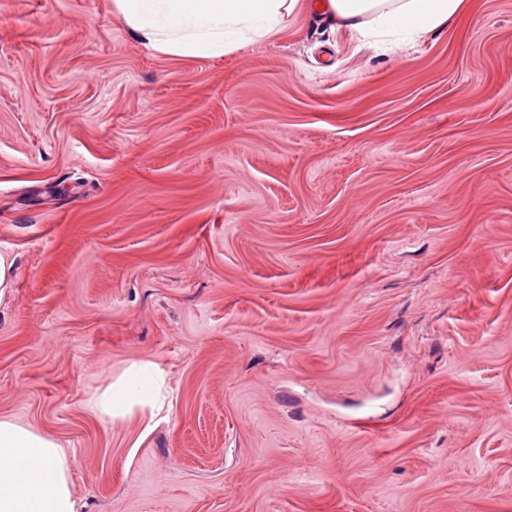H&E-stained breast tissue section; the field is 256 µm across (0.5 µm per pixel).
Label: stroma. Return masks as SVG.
I'll use <instances>...</instances> for the list:
<instances>
[{
	"label": "stroma",
	"instance_id": "obj_1",
	"mask_svg": "<svg viewBox=\"0 0 512 512\" xmlns=\"http://www.w3.org/2000/svg\"><path fill=\"white\" fill-rule=\"evenodd\" d=\"M0 417L79 512H512V0L221 58L0 0ZM171 387L113 421L131 364ZM15 281V259L5 252H0V306L8 299Z\"/></svg>",
	"mask_w": 512,
	"mask_h": 512
}]
</instances>
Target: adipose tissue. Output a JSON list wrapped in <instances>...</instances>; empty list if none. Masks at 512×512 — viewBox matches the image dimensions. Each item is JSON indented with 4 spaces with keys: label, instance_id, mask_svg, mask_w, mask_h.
<instances>
[{
    "label": "adipose tissue",
    "instance_id": "ef3b65f1",
    "mask_svg": "<svg viewBox=\"0 0 512 512\" xmlns=\"http://www.w3.org/2000/svg\"><path fill=\"white\" fill-rule=\"evenodd\" d=\"M317 11L332 30L378 47L386 39L417 42L460 23L471 0H112L132 35L157 52L182 58L221 57L276 34L300 7ZM162 372L134 367L87 403L97 416L121 419L163 408ZM0 512H76L69 460L51 436L0 418Z\"/></svg>",
    "mask_w": 512,
    "mask_h": 512
}]
</instances>
